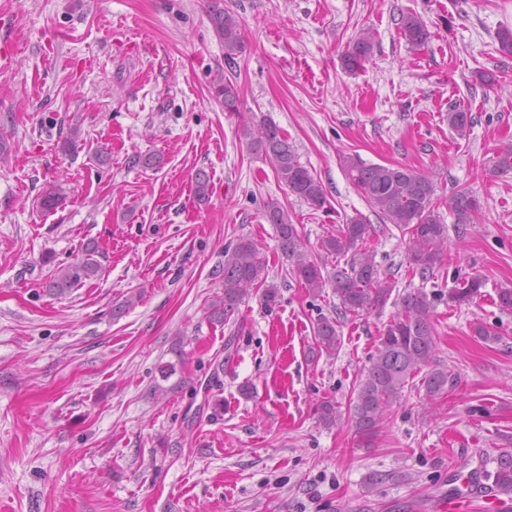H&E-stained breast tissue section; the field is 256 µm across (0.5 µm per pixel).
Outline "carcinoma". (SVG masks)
Segmentation results:
<instances>
[{
    "label": "carcinoma",
    "mask_w": 512,
    "mask_h": 512,
    "mask_svg": "<svg viewBox=\"0 0 512 512\" xmlns=\"http://www.w3.org/2000/svg\"><path fill=\"white\" fill-rule=\"evenodd\" d=\"M209 20L215 35L224 44V55L232 59L245 47L244 32L238 18L224 9L223 0H210ZM398 32L407 44L421 47L428 42L430 32L415 14L401 15ZM375 43V33L363 30L343 53L342 63L354 71L369 61ZM215 97L224 103L227 112L239 111L238 91L230 81L213 85ZM448 127L459 138L467 136L471 113L454 106L448 110ZM250 148L264 156L279 183L297 198L318 209L326 204L322 183L301 163L293 144L275 124L250 119L245 122ZM345 177L357 188L372 212L385 224H392L409 235L408 263L412 274L422 278L434 275L447 260L448 225L439 212L436 183L429 171H414L406 167L367 164L348 155L341 160ZM498 174L512 171V146L503 148L493 161ZM66 195L61 185L47 189L38 204L44 211L55 209ZM448 210L457 225L479 221V203L470 192L461 190L448 199ZM264 219L274 225L282 255L290 262L291 272L312 295H320L330 287L340 301V314L357 317L365 311L382 309L394 299L396 312L386 324L376 351L365 368L356 397L347 407V423L361 437L377 435L386 413L402 398L403 391L415 375L421 373L420 388L428 401H434L459 385L456 372L445 367L432 366L436 341L431 313L439 295L422 288L395 291L396 284L382 273L375 261L371 245L377 234L369 218L359 213L336 233L326 236L321 250L338 257L333 269L324 271L318 260L306 250L297 226L292 224L288 210L277 202H270L264 210ZM95 246H86L81 258L58 269L46 285L48 292L62 295L84 280L97 274L100 263ZM265 266L256 244L241 238L224 249V294L212 303L210 317L224 322L238 310L245 296L254 286L265 280ZM482 281L478 277L463 280L448 292L454 304L462 305L480 294ZM318 347L328 354L337 351L340 337L335 319L319 318L313 327ZM318 421L325 427L341 419L338 406L324 401L316 407ZM493 469H483L488 489H500L512 499V441L489 457Z\"/></svg>",
    "instance_id": "carcinoma-1"
}]
</instances>
